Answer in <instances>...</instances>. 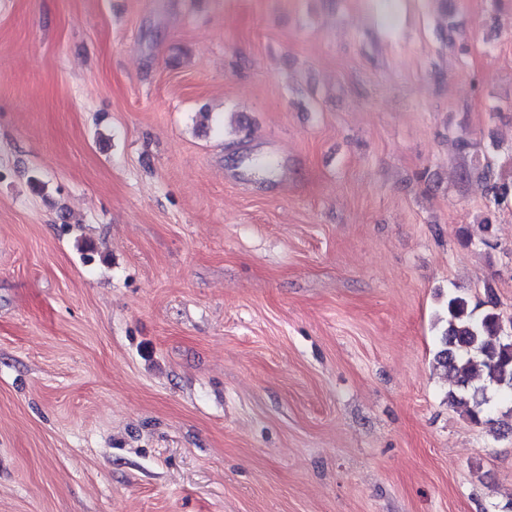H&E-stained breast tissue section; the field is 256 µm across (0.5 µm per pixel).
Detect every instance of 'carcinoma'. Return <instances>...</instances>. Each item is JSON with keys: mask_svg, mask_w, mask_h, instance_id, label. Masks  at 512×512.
<instances>
[{"mask_svg": "<svg viewBox=\"0 0 512 512\" xmlns=\"http://www.w3.org/2000/svg\"><path fill=\"white\" fill-rule=\"evenodd\" d=\"M458 149L464 161L461 178L476 174L485 180L489 202L498 205L512 193V183L494 179L488 157L471 153V144L463 139ZM446 315L436 365L444 375L455 378L467 395L464 399L452 393L451 402L465 405L475 423L491 424L492 403H512V385L505 382L512 373V340L503 329L505 319L490 293L476 304L466 296L450 294Z\"/></svg>", "mask_w": 512, "mask_h": 512, "instance_id": "carcinoma-1", "label": "carcinoma"}]
</instances>
